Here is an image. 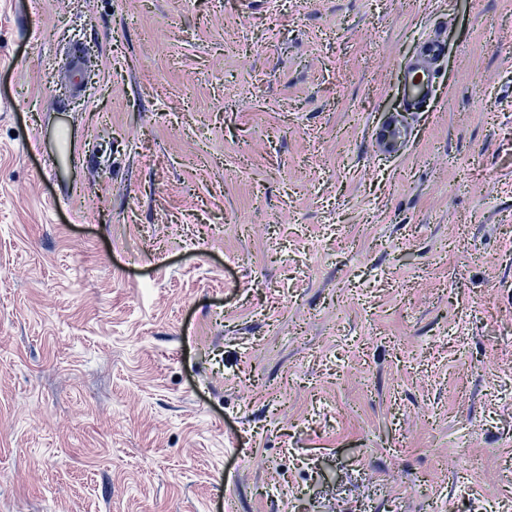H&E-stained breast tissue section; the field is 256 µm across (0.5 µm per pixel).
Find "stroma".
<instances>
[{"instance_id":"stroma-1","label":"stroma","mask_w":512,"mask_h":512,"mask_svg":"<svg viewBox=\"0 0 512 512\" xmlns=\"http://www.w3.org/2000/svg\"><path fill=\"white\" fill-rule=\"evenodd\" d=\"M511 80L512 0H0V512H512ZM446 52L444 40L427 38L424 40L411 65L407 66L404 74V111L420 109L434 94L436 83V71L432 68V62L440 60ZM408 122L403 115H398L386 122L377 134L376 146L384 154H396L408 142Z\"/></svg>"}]
</instances>
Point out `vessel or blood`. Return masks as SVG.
Segmentation results:
<instances>
[{
	"label": "vessel or blood",
	"instance_id": "b4317fda",
	"mask_svg": "<svg viewBox=\"0 0 512 512\" xmlns=\"http://www.w3.org/2000/svg\"><path fill=\"white\" fill-rule=\"evenodd\" d=\"M445 52L446 45L442 40L429 38L421 43L415 62L407 66L403 74L405 112L391 118L377 134L376 146L381 153H398L407 144L409 131L405 113L425 107L433 96L436 72L432 64Z\"/></svg>",
	"mask_w": 512,
	"mask_h": 512
}]
</instances>
